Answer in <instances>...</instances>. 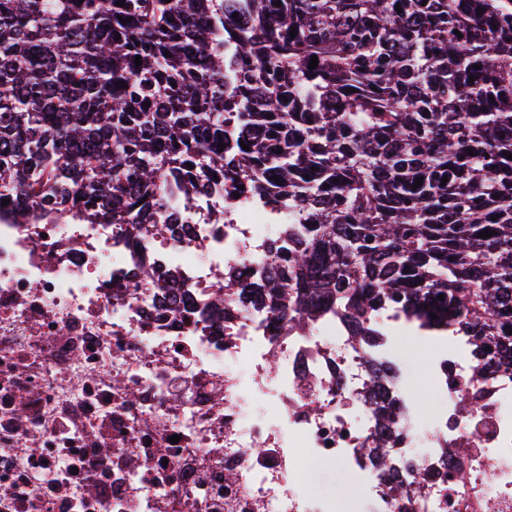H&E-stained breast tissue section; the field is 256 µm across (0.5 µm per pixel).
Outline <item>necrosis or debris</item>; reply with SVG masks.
<instances>
[{
  "instance_id": "obj_1",
  "label": "necrosis or debris",
  "mask_w": 512,
  "mask_h": 512,
  "mask_svg": "<svg viewBox=\"0 0 512 512\" xmlns=\"http://www.w3.org/2000/svg\"><path fill=\"white\" fill-rule=\"evenodd\" d=\"M163 202L178 223L0 208V512H336L310 480L339 463L352 512H512V370L392 307L364 340L335 303L254 302L283 204ZM411 339L406 340L405 347L410 350L409 359L406 362L408 366L409 380L414 381V391L418 396V401L421 407L422 415L431 416L440 404L438 395L424 384L422 375V360L420 355L410 344ZM421 393L426 395L425 400L422 402L420 398Z\"/></svg>"
}]
</instances>
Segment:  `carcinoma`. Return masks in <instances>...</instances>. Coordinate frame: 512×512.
<instances>
[{"label":"carcinoma","instance_id":"1","mask_svg":"<svg viewBox=\"0 0 512 512\" xmlns=\"http://www.w3.org/2000/svg\"><path fill=\"white\" fill-rule=\"evenodd\" d=\"M508 152L512 0H0L16 208L154 224L172 183L246 186L303 225L274 307L394 305L512 358Z\"/></svg>","mask_w":512,"mask_h":512}]
</instances>
